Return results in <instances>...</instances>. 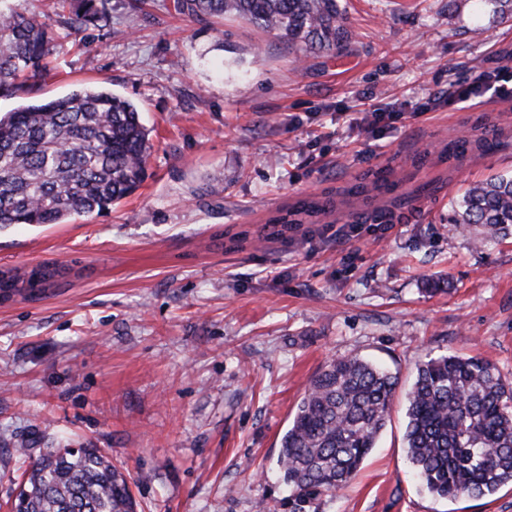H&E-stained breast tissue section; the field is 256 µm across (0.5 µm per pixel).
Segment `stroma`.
Listing matches in <instances>:
<instances>
[{
  "mask_svg": "<svg viewBox=\"0 0 512 512\" xmlns=\"http://www.w3.org/2000/svg\"><path fill=\"white\" fill-rule=\"evenodd\" d=\"M339 53L297 63L287 41L174 0H109L64 40L40 97L103 85L150 129L131 196L64 224L0 229V270L50 264L52 288L0 304V504L19 448H98L144 512H284L282 436L312 376L358 355L400 386L356 478L321 512H512V486L439 499L406 458V393L426 356L477 355L512 379V237L477 247L451 224L468 186L512 171V143L444 155L512 96L450 90L512 68L492 0H340ZM390 169L389 190L350 188ZM347 192L324 223L265 236L310 194ZM399 208L395 224L356 214ZM444 278V291L426 284Z\"/></svg>",
  "mask_w": 512,
  "mask_h": 512,
  "instance_id": "1",
  "label": "stroma"
}]
</instances>
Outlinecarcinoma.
<instances>
[{"mask_svg":"<svg viewBox=\"0 0 512 512\" xmlns=\"http://www.w3.org/2000/svg\"><path fill=\"white\" fill-rule=\"evenodd\" d=\"M107 0H82L63 21L68 33L107 19ZM182 14H233L306 53L334 52L349 38L338 0H175ZM60 34L35 13L0 0V98L36 92ZM446 148L457 155L499 146L497 129ZM153 144L134 103L102 87L34 99L0 116V229L63 224L136 192ZM389 188L369 170L349 193ZM335 194L310 196L267 220L269 236L317 224ZM452 223L483 227V243L512 235V172L475 184L453 201ZM56 269L0 271V300L51 286ZM397 376L369 360L331 359L311 379L284 433L277 459L288 512H319L356 475L383 432ZM405 448L426 489L442 498L480 499L512 484V381L478 356L442 355L417 367L408 393ZM17 512H137L126 476L96 448H45L23 472Z\"/></svg>","mask_w":512,"mask_h":512,"instance_id":"1","label":"carcinoma"}]
</instances>
